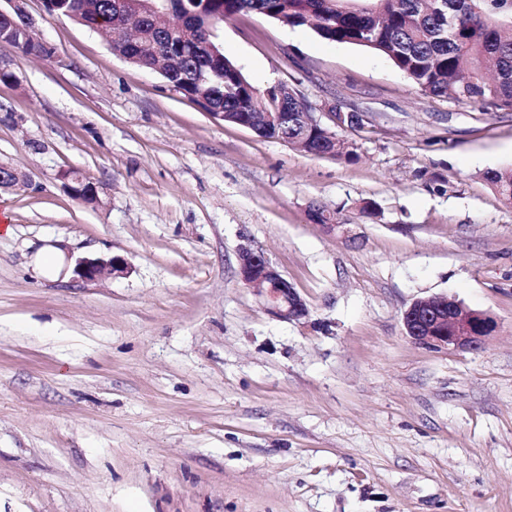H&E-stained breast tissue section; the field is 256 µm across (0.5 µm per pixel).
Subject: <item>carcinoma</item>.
Returning <instances> with one entry per match:
<instances>
[{"label":"carcinoma","mask_w":512,"mask_h":512,"mask_svg":"<svg viewBox=\"0 0 512 512\" xmlns=\"http://www.w3.org/2000/svg\"><path fill=\"white\" fill-rule=\"evenodd\" d=\"M54 13L96 28L112 17L143 36L130 45L110 42L112 51L161 75L183 95L209 112L228 114L227 123L247 122L256 112H301L306 103L279 95V83L259 90L250 82L228 91L227 78L237 66L217 43L224 19L257 12L292 27L306 26L320 37L377 51L387 56L426 96L449 98L459 105L512 109V0H158L157 10L137 19L124 15L120 0H56ZM10 29L7 47L29 58L50 59L55 50L35 41L0 15ZM293 117L258 130L283 140L298 134ZM301 149L318 156L352 158L341 141L313 134ZM487 184L512 205V168L487 169Z\"/></svg>","instance_id":"carcinoma-1"}]
</instances>
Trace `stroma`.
Here are the masks:
<instances>
[{"instance_id":"1","label":"stroma","mask_w":512,"mask_h":512,"mask_svg":"<svg viewBox=\"0 0 512 512\" xmlns=\"http://www.w3.org/2000/svg\"><path fill=\"white\" fill-rule=\"evenodd\" d=\"M25 8L55 55L0 49V161L25 176L0 192V512H512V206L481 177L512 167V110L422 95L307 27L226 19L246 78L295 89L353 154L317 156ZM46 239L128 272L40 277ZM244 249L306 318L264 309ZM433 295L496 329L473 350L415 343L402 313ZM241 280L253 288L262 305L274 316L288 321L307 315V306L291 283L262 252L244 249L238 256Z\"/></svg>"}]
</instances>
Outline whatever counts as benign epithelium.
Returning <instances> with one entry per match:
<instances>
[{"label": "benign epithelium", "instance_id": "benign-epithelium-1", "mask_svg": "<svg viewBox=\"0 0 512 512\" xmlns=\"http://www.w3.org/2000/svg\"><path fill=\"white\" fill-rule=\"evenodd\" d=\"M25 0H9L8 13L23 20V28L36 35V23L24 9ZM127 263L120 257L83 259L74 268L82 281L94 282L122 275ZM241 280L253 288L262 305L274 316L288 321L307 315V306L291 283L260 251L244 249L238 256ZM403 324L414 342L433 348L475 349L496 328L495 320L480 311L467 310L442 295L414 301L403 313Z\"/></svg>", "mask_w": 512, "mask_h": 512}]
</instances>
